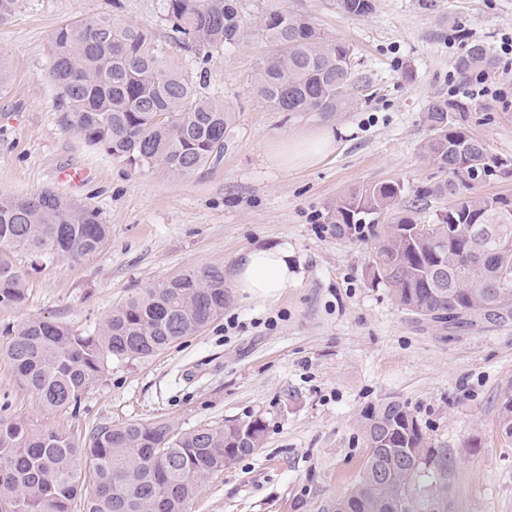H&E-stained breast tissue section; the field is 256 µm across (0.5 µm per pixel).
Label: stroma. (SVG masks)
Segmentation results:
<instances>
[{"mask_svg": "<svg viewBox=\"0 0 512 512\" xmlns=\"http://www.w3.org/2000/svg\"><path fill=\"white\" fill-rule=\"evenodd\" d=\"M246 20L268 10L312 18L348 45L351 107L332 115L277 112L255 92L267 47L246 37L198 58L171 37L164 0H20L0 26V196L44 189L97 211L111 227L97 254L47 264L6 248L28 281L20 309H0L5 326L47 317L92 332L144 289L200 267L230 271L238 253L287 244L298 278L277 297L232 296L223 316L145 359L112 362L77 409L44 412L0 362V417L21 418L88 442L99 426L164 421L180 430L263 418L265 441L210 479L189 512H331L365 459L362 410L406 403L432 447L448 458V512H512V443L499 434L503 391L512 387V323L454 333L418 321L372 282L373 234L337 236L328 204L381 182L405 199L436 182L421 157L429 101L462 103L470 132L512 160V104L472 98L455 69L457 29L497 52L512 35V0H376L363 17L335 0H241ZM107 15L146 28L164 65L188 76L235 114L219 162L186 177L160 164L133 170L65 127L48 79L56 28ZM324 126L337 134L320 162L281 169L269 159L283 138ZM79 170L81 182L65 180Z\"/></svg>", "mask_w": 512, "mask_h": 512, "instance_id": "stroma-1", "label": "stroma"}]
</instances>
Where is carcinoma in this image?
Returning <instances> with one entry per match:
<instances>
[{
	"instance_id": "carcinoma-1",
	"label": "carcinoma",
	"mask_w": 512,
	"mask_h": 512,
	"mask_svg": "<svg viewBox=\"0 0 512 512\" xmlns=\"http://www.w3.org/2000/svg\"><path fill=\"white\" fill-rule=\"evenodd\" d=\"M336 5L360 17L373 12L375 0ZM164 13L178 41L204 58L237 45L246 31L239 0H165ZM254 34L268 47L255 86L270 107L331 115L349 106V46L327 40L311 18L288 10L262 14ZM48 54L65 125L113 160L133 170L159 163L185 177L224 153L234 113L165 68L148 30L88 18L59 26ZM495 64L489 49L473 42L455 67L467 76ZM467 121L463 107L445 98L428 104L422 154L442 179L417 191L410 205L403 186L383 182L337 199L324 216L340 237L371 229L379 239L373 281L412 315L450 330L512 321V271L502 274L496 260L498 251L512 252V197L465 190V173L488 177L506 164L472 136ZM431 195L449 198L448 205L422 220L420 201ZM110 233L95 210L52 190L0 196L1 248L43 261L75 259L98 253ZM27 300L26 280L1 258L0 308L18 309ZM229 300L224 272L188 269L137 293L92 333L46 318L9 328L0 360L46 411L75 408L108 361L154 355L222 316ZM359 426L363 468L333 512H399L403 499L412 512H448L446 452L429 447L407 404L377 402L363 411ZM498 428L512 440L509 389ZM266 430L257 417L186 432L166 422L127 424L99 427L81 446L66 431L0 417V512H188L214 475L261 447ZM81 457L90 461L86 492L75 468Z\"/></svg>"
}]
</instances>
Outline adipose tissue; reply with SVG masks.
Listing matches in <instances>:
<instances>
[{"label": "adipose tissue", "instance_id": "ef3b65f1", "mask_svg": "<svg viewBox=\"0 0 512 512\" xmlns=\"http://www.w3.org/2000/svg\"><path fill=\"white\" fill-rule=\"evenodd\" d=\"M335 144V129L326 127L302 141L279 145L270 159L281 167L309 165L329 154ZM295 278L293 256L284 244L269 243L242 251L232 270L235 288L252 299L276 297Z\"/></svg>", "mask_w": 512, "mask_h": 512}]
</instances>
